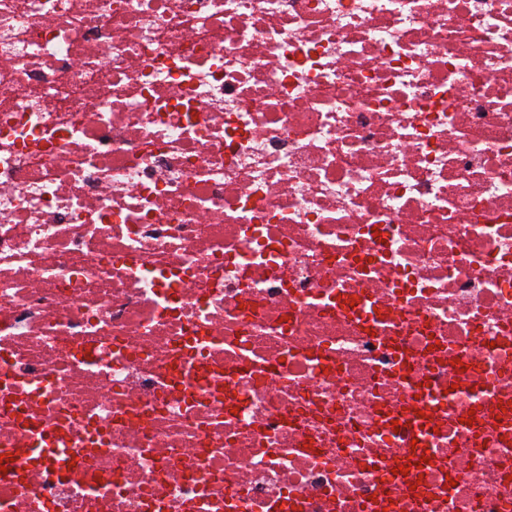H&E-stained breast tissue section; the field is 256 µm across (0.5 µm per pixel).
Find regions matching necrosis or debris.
<instances>
[{
    "label": "necrosis or debris",
    "mask_w": 512,
    "mask_h": 512,
    "mask_svg": "<svg viewBox=\"0 0 512 512\" xmlns=\"http://www.w3.org/2000/svg\"><path fill=\"white\" fill-rule=\"evenodd\" d=\"M0 512H512V0H0Z\"/></svg>",
    "instance_id": "necrosis-or-debris-1"
}]
</instances>
